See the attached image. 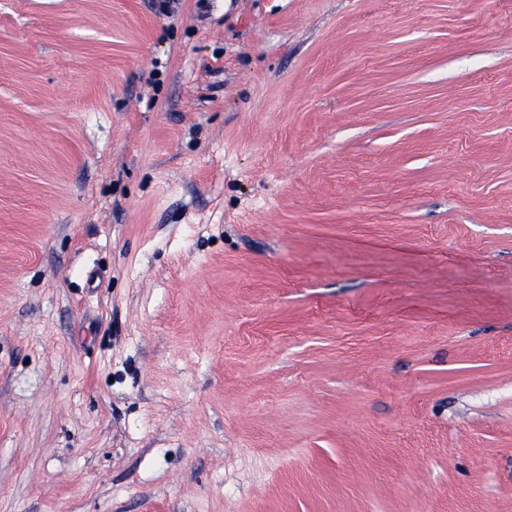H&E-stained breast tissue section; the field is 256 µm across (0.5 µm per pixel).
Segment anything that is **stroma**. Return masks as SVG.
<instances>
[{"label":"stroma","mask_w":512,"mask_h":512,"mask_svg":"<svg viewBox=\"0 0 512 512\" xmlns=\"http://www.w3.org/2000/svg\"><path fill=\"white\" fill-rule=\"evenodd\" d=\"M512 0H0V512H504Z\"/></svg>","instance_id":"obj_1"}]
</instances>
